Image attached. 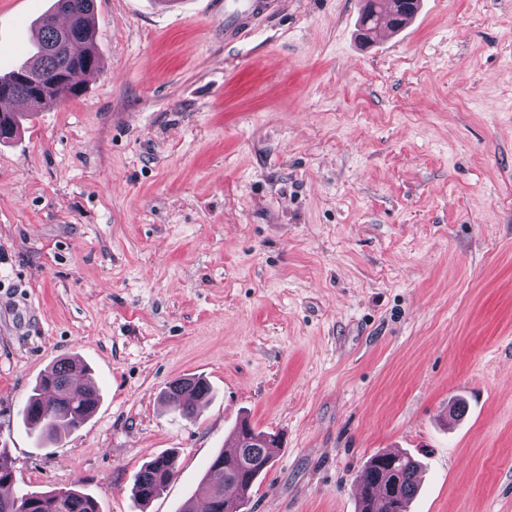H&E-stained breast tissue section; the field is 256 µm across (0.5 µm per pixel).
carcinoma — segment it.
<instances>
[{"label":"carcinoma","instance_id":"1","mask_svg":"<svg viewBox=\"0 0 512 512\" xmlns=\"http://www.w3.org/2000/svg\"><path fill=\"white\" fill-rule=\"evenodd\" d=\"M378 13L388 17L387 26L398 30L414 14H399L397 0H375ZM96 0H56L57 12L69 18L59 26L54 16L40 21L34 52L8 76L0 77V104L23 100L32 106L62 102L76 96L79 86L73 75L93 74L101 69L95 47ZM36 78L46 87L36 95L23 80ZM21 115L0 111V142L17 137ZM84 367L71 357H62L37 381L28 396L23 414L38 431V439L53 442L63 432L79 428L95 413L100 394L88 381L77 385L73 376ZM210 387L202 377L183 376L168 383L161 393L179 415L192 419ZM237 452L226 456L219 452L209 463L196 494L205 498L209 512H245L250 491L257 479L267 473L281 447L275 434L257 431L242 423L235 431ZM177 456L173 451L147 462L136 475L133 495L137 502L148 503L160 496L174 479ZM421 463L398 452L381 453L368 462L360 483L359 512H408L419 489ZM28 499V512H100L92 497L76 489H57L21 495L0 496V512H16V503Z\"/></svg>","mask_w":512,"mask_h":512}]
</instances>
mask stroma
<instances>
[{
	"label": "stroma",
	"mask_w": 512,
	"mask_h": 512,
	"mask_svg": "<svg viewBox=\"0 0 512 512\" xmlns=\"http://www.w3.org/2000/svg\"><path fill=\"white\" fill-rule=\"evenodd\" d=\"M54 2L0 0V76ZM362 4L228 43L224 0H97L101 71L0 144L15 492L180 512L246 422L283 441L247 512H358L388 451L424 464L409 512H512V0H421L367 46ZM64 356L101 402L39 445L22 408ZM183 375L193 420L160 400ZM209 392L210 387L204 378L183 376L170 381L162 391L161 398L181 417L192 419L196 415L197 407ZM176 463L175 451L158 455L147 462L134 480L132 490L136 501L148 503L160 496L175 477Z\"/></svg>",
	"instance_id": "obj_1"
}]
</instances>
